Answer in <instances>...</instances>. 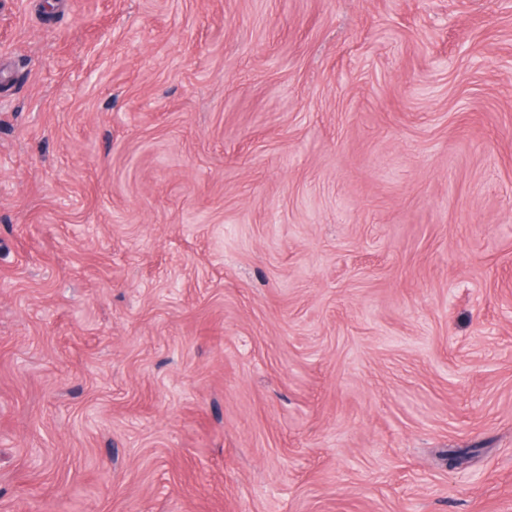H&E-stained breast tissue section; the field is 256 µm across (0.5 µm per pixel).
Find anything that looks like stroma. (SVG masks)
<instances>
[{
	"instance_id": "35a3bbf8",
	"label": "stroma",
	"mask_w": 512,
	"mask_h": 512,
	"mask_svg": "<svg viewBox=\"0 0 512 512\" xmlns=\"http://www.w3.org/2000/svg\"><path fill=\"white\" fill-rule=\"evenodd\" d=\"M509 57L512 0H0V512H512Z\"/></svg>"
}]
</instances>
